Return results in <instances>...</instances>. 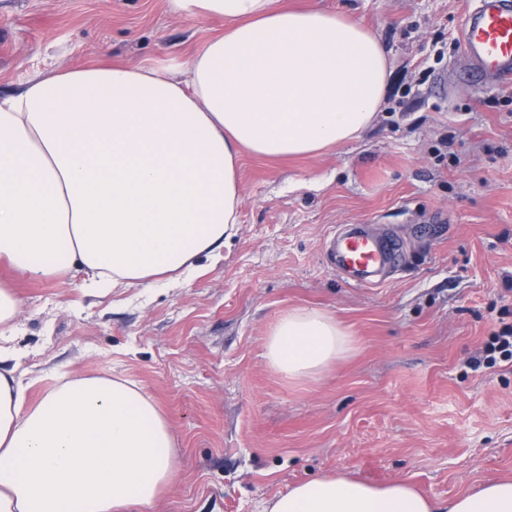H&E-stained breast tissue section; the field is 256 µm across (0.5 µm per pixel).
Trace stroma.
<instances>
[{
    "mask_svg": "<svg viewBox=\"0 0 512 512\" xmlns=\"http://www.w3.org/2000/svg\"><path fill=\"white\" fill-rule=\"evenodd\" d=\"M356 16L389 52L375 123L317 157L244 155L241 222L219 260L174 288L87 294L82 277L32 281L18 372L28 401L61 374L135 382L178 441L180 481L157 508L264 512L310 478L404 480L440 505L512 479V361L481 364L512 325V86L458 82L468 0H289ZM224 26L168 0H0V93L95 61L175 72ZM350 224L391 231L381 282L348 285L327 239ZM318 308L351 353L291 380L263 356L270 326Z\"/></svg>",
    "mask_w": 512,
    "mask_h": 512,
    "instance_id": "stroma-1",
    "label": "stroma"
}]
</instances>
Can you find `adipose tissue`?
<instances>
[{
	"label": "adipose tissue",
	"instance_id": "1",
	"mask_svg": "<svg viewBox=\"0 0 512 512\" xmlns=\"http://www.w3.org/2000/svg\"><path fill=\"white\" fill-rule=\"evenodd\" d=\"M222 19L180 76L97 63L53 70L0 95V259L92 287L201 272L240 221L243 154L314 157L357 140L383 104L388 53L359 20L278 0H168ZM21 300L0 285V512H128L179 480L176 438L142 388L77 375L36 405L15 376ZM349 332L290 309L263 356L288 378L345 358ZM265 512H512V480L440 506L410 484L313 478Z\"/></svg>",
	"mask_w": 512,
	"mask_h": 512
}]
</instances>
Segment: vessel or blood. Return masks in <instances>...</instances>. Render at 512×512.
I'll return each instance as SVG.
<instances>
[{
  "mask_svg": "<svg viewBox=\"0 0 512 512\" xmlns=\"http://www.w3.org/2000/svg\"><path fill=\"white\" fill-rule=\"evenodd\" d=\"M460 46L470 83H503L512 77V0H480L466 9ZM333 265L348 282L375 284L380 269L395 262L400 248L385 234L372 235L353 227L343 238L330 241Z\"/></svg>",
  "mask_w": 512,
  "mask_h": 512,
  "instance_id": "vessel-or-blood-1",
  "label": "vessel or blood"
}]
</instances>
